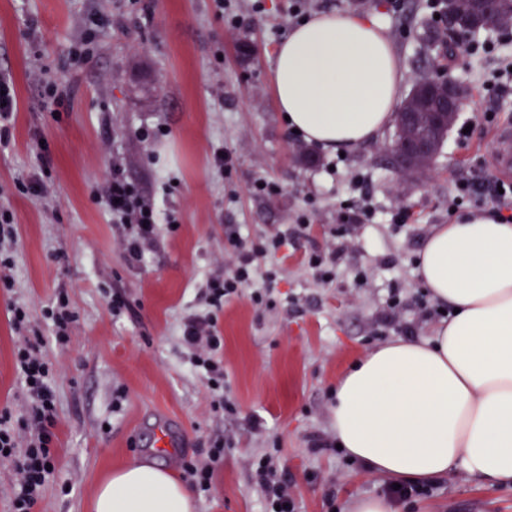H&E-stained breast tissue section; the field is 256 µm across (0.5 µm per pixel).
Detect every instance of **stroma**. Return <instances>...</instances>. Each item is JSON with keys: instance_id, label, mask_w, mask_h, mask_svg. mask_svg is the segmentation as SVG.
<instances>
[{"instance_id": "35a3bbf8", "label": "stroma", "mask_w": 512, "mask_h": 512, "mask_svg": "<svg viewBox=\"0 0 512 512\" xmlns=\"http://www.w3.org/2000/svg\"><path fill=\"white\" fill-rule=\"evenodd\" d=\"M0 0V72L14 81L18 110L8 144H0V208L15 230L16 286L0 291V412L36 426L18 379L14 354L21 336L43 339L53 374L58 424L56 472L35 512H88L97 481L143 455L184 475L217 440L228 441L214 463L210 487L195 492L196 512H264L251 480L252 463L276 452L288 476L296 512H341L351 500L384 494L388 484L334 449L331 406L336 381L357 358L384 342L371 336L394 285L418 288L414 260L425 238L448 223V198L458 179L483 187L499 179L495 134L512 122V82L493 89V75L512 62V28L480 31L489 53L444 61L455 39L435 18L431 0H310V12L377 13L406 63L405 90L425 78L455 80L463 89L458 122L468 139L449 131L422 175L396 173L387 151L395 131L356 152L299 147L277 107L272 71L278 45L294 25L292 0ZM243 19L232 28L231 16ZM91 38L93 55L75 67L70 48ZM69 92L66 108L43 98L48 82ZM151 138H141L142 130ZM233 166L220 174L215 150ZM51 165L52 186L39 198L26 188L37 153ZM120 161L177 229L159 226V243L135 266L120 245L99 189ZM363 178L376 215L353 234V252L332 281L306 264L312 248L336 243V208ZM277 188L257 195L256 180ZM414 213L409 234L393 231L397 206ZM306 214L302 237L263 259L275 268L273 307L247 298L224 306V397L234 412L213 406L204 375L181 343L186 316L205 306V284L223 272L233 248L232 224L261 238ZM366 277L355 281L353 268ZM121 291L134 304L113 315L108 299ZM65 292L77 319L67 341H55L43 311ZM24 307L25 333L12 326V306ZM168 428L173 449L153 447ZM326 442L315 453L314 441ZM430 491L399 501L397 512H512V486L480 485L463 473L435 480Z\"/></svg>"}]
</instances>
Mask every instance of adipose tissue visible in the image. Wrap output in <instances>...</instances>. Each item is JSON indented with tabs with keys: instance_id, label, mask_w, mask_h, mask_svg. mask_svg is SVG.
Segmentation results:
<instances>
[{
	"instance_id": "adipose-tissue-1",
	"label": "adipose tissue",
	"mask_w": 512,
	"mask_h": 512,
	"mask_svg": "<svg viewBox=\"0 0 512 512\" xmlns=\"http://www.w3.org/2000/svg\"><path fill=\"white\" fill-rule=\"evenodd\" d=\"M405 72L379 21L318 12L278 47L272 83L288 128L324 151L354 152L394 120ZM415 274L453 314L433 336L394 338L340 377L335 439L393 483L460 469L512 484V224L483 210L435 227ZM92 509L194 512V497L174 471L136 458L98 484Z\"/></svg>"
}]
</instances>
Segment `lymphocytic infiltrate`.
<instances>
[{
    "label": "lymphocytic infiltrate",
    "instance_id": "obj_1",
    "mask_svg": "<svg viewBox=\"0 0 512 512\" xmlns=\"http://www.w3.org/2000/svg\"><path fill=\"white\" fill-rule=\"evenodd\" d=\"M100 195L112 223L124 227L121 244L130 263L141 262L145 252L153 248L159 222L170 225L176 222L174 213L161 217L156 210L148 209L138 188L127 180L120 167H113L112 176L102 186ZM371 215L367 194L339 204L336 221L340 225V240L336 247L326 253L317 249L308 255V265L320 281L326 282L335 276L337 267L349 253L347 236ZM303 229V224L292 225L288 233L271 235L264 244L254 246L249 245L237 229H230L228 236L235 245V257L223 276L208 280L206 310L188 316L182 327V342L190 351L191 366L204 371L214 390H222L224 386V339L218 334L216 309L245 294L256 306L268 305V284L274 274L262 271L261 260L278 253ZM15 364L31 400L32 417L38 429L27 446H20L19 432L12 425L9 414H1L0 461L12 463L20 477L10 512H34L42 488L57 464L50 447L52 429L58 419L56 399L49 380L50 368L40 355L38 344L28 342L18 348ZM253 480L263 496L266 512H294L288 479L279 472L272 455H265L255 463Z\"/></svg>",
    "mask_w": 512,
    "mask_h": 512
}]
</instances>
